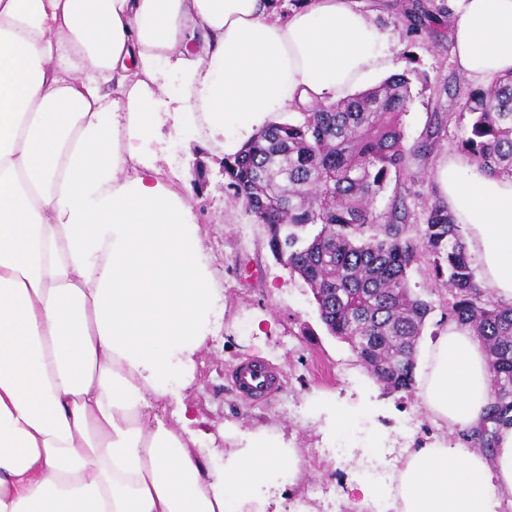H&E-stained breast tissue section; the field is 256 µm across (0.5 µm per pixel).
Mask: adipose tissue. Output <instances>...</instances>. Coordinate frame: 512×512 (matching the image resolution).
Segmentation results:
<instances>
[{"mask_svg": "<svg viewBox=\"0 0 512 512\" xmlns=\"http://www.w3.org/2000/svg\"><path fill=\"white\" fill-rule=\"evenodd\" d=\"M457 70L512 71V0H451ZM391 34L356 0H0V512H246L252 487L296 475L261 432L210 465L189 415L157 406L192 377L219 295L193 209L150 149L176 117L232 154L295 105L347 98L392 66ZM437 180L512 302V179L466 157ZM436 419L478 425L485 349L450 325L417 353ZM393 512H499L512 503V427L493 454L409 449L386 486Z\"/></svg>", "mask_w": 512, "mask_h": 512, "instance_id": "1", "label": "adipose tissue"}]
</instances>
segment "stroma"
Returning <instances> with one entry per match:
<instances>
[{"label":"stroma","instance_id":"obj_1","mask_svg":"<svg viewBox=\"0 0 512 512\" xmlns=\"http://www.w3.org/2000/svg\"><path fill=\"white\" fill-rule=\"evenodd\" d=\"M360 2L394 37L393 72L409 73L412 103L403 129L407 142H414L428 113L448 107L446 86L475 89L479 83L458 73L447 32L404 37L399 0ZM468 127V117L454 118L429 160H412L418 178L406 189L413 198H424L437 187L438 164L457 155V140ZM156 138L163 169L177 177L198 217L206 260L224 298L197 354L194 376L188 383L176 384L178 400L168 404L167 417L175 418L179 406H188L197 418L195 449L217 465L238 448L243 436L258 429L296 449L297 482L279 476L255 485V512H329V499L309 496L316 484L358 506L359 512H392L383 495L373 498L369 507L361 505L365 457L373 456L378 467L391 471L401 464L407 448L453 443L454 429L434 423L417 394H384L349 345L330 335L309 287L274 259L264 227L224 190L222 149L205 146L207 186L199 196L192 185L194 141L170 121L159 127ZM410 286L434 306L422 338L423 343H433L435 334L446 328L442 321L446 292L423 268L411 272ZM252 359L268 362L281 375L277 392L262 403L243 399L230 377L233 367ZM329 406L337 415H363L372 421L364 439L344 459L327 453L339 436L328 424Z\"/></svg>","mask_w":512,"mask_h":512}]
</instances>
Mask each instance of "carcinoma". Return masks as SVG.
<instances>
[{"instance_id": "carcinoma-1", "label": "carcinoma", "mask_w": 512, "mask_h": 512, "mask_svg": "<svg viewBox=\"0 0 512 512\" xmlns=\"http://www.w3.org/2000/svg\"><path fill=\"white\" fill-rule=\"evenodd\" d=\"M399 8L405 37L450 17L435 0H403ZM454 97L459 115L470 116L460 151L485 174L512 179V72ZM410 102L409 78L396 73L343 101L300 107L224 156V189L264 226L277 262L308 285L329 333L390 395L415 388L416 347L434 306L410 288L409 275L429 266L446 288L444 320L469 327L488 354L486 416L456 433L467 447L488 450L500 428L512 427V303L480 286L463 225L437 191L419 212L400 188L385 211L374 208L390 178L400 186L416 178L410 161L429 158L453 119L430 113L423 135L408 146Z\"/></svg>"}]
</instances>
